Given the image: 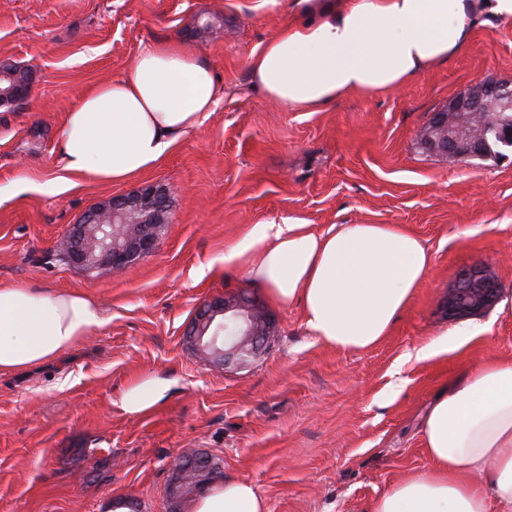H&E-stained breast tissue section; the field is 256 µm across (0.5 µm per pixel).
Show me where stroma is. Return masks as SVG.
Returning a JSON list of instances; mask_svg holds the SVG:
<instances>
[{"label":"stroma","instance_id":"35a3bbf8","mask_svg":"<svg viewBox=\"0 0 512 512\" xmlns=\"http://www.w3.org/2000/svg\"><path fill=\"white\" fill-rule=\"evenodd\" d=\"M287 2L0 0V63L31 71L28 98L0 105V286L81 292L103 312L82 344L0 376V512H166L170 463L192 451L252 483L269 512H371L392 482L428 467L421 422L434 398L466 367L512 358V312L495 304L466 320L481 335L414 357L459 326L445 302L462 269H487L512 298V157L464 162L419 137L460 92L512 82V21L476 26L448 64L402 87L305 112L250 82L253 52L290 20ZM160 39L209 63L223 101L150 170L116 184L67 176L65 113ZM149 184L169 200L152 255L93 277L57 261L88 208ZM270 220L402 225L429 251L430 275L379 344L328 347L300 305L224 261ZM240 291L274 317V340L245 365H207L184 329L202 303ZM154 378L170 381L166 399L124 411V390Z\"/></svg>","mask_w":512,"mask_h":512}]
</instances>
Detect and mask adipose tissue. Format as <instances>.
I'll list each match as a JSON object with an SVG mask.
<instances>
[{
	"instance_id": "ef3b65f1",
	"label": "adipose tissue",
	"mask_w": 512,
	"mask_h": 512,
	"mask_svg": "<svg viewBox=\"0 0 512 512\" xmlns=\"http://www.w3.org/2000/svg\"><path fill=\"white\" fill-rule=\"evenodd\" d=\"M290 23L256 51L253 88L310 112L352 93L397 88L466 48L479 19L512 20V0H288ZM223 97L210 66L174 41L141 48L128 71L66 112L64 168L120 183L154 166ZM280 304H299L312 336L358 351L377 345L426 281L431 257L394 224L253 225L224 255ZM102 313L85 294L0 286V374L83 341ZM430 465L391 484L372 512H512V359L465 369L421 424ZM194 512H268L248 481L228 479Z\"/></svg>"
}]
</instances>
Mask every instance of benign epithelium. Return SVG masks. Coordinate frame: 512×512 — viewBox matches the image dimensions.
I'll list each match as a JSON object with an SVG mask.
<instances>
[{
  "mask_svg": "<svg viewBox=\"0 0 512 512\" xmlns=\"http://www.w3.org/2000/svg\"><path fill=\"white\" fill-rule=\"evenodd\" d=\"M30 92L14 81L9 67L0 65V102L18 103ZM491 126L512 133V84L485 81L460 93L448 108L432 114L421 139L433 149L462 161L483 154L478 131ZM168 197L154 185L111 197L88 209L72 225L62 247L66 261L87 272L125 270L150 256L158 233L167 222ZM501 293L497 280L480 267L461 270L448 294V315L471 314L494 303ZM274 318L245 293L234 299L214 298L201 304L184 336L191 349L208 363L238 365L257 356L269 344ZM171 470L180 474V489L166 490L168 512H179L186 490L199 489L215 475L202 457L180 456Z\"/></svg>",
  "mask_w": 512,
  "mask_h": 512,
  "instance_id": "benign-epithelium-1",
  "label": "benign epithelium"
}]
</instances>
